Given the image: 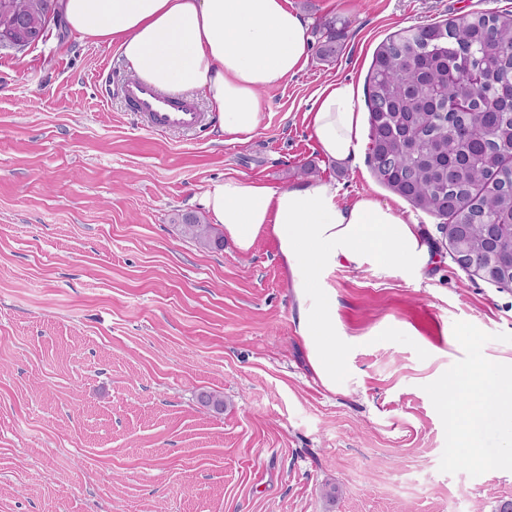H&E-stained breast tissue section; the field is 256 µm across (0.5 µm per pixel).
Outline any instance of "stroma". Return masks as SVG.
<instances>
[{
	"instance_id": "1",
	"label": "stroma",
	"mask_w": 512,
	"mask_h": 512,
	"mask_svg": "<svg viewBox=\"0 0 512 512\" xmlns=\"http://www.w3.org/2000/svg\"><path fill=\"white\" fill-rule=\"evenodd\" d=\"M348 38L261 92L244 143L213 124L153 132L118 94L116 48L66 26L0 49V512H495L512 469L448 459L438 383L465 360L512 363V290L448 249L427 275L327 272L343 370L308 359L276 239L252 251L182 235L213 182L336 183L439 218L379 183L360 155L321 152L306 114L351 82L366 109L377 47L408 27L512 0H288ZM224 399L223 410L202 394Z\"/></svg>"
}]
</instances>
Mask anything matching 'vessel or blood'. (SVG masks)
<instances>
[{"label":"vessel or blood","instance_id":"b4317fda","mask_svg":"<svg viewBox=\"0 0 512 512\" xmlns=\"http://www.w3.org/2000/svg\"><path fill=\"white\" fill-rule=\"evenodd\" d=\"M121 95L131 111L150 129L186 132L204 124L202 112L192 102L176 95L159 94L140 80L123 81Z\"/></svg>","mask_w":512,"mask_h":512}]
</instances>
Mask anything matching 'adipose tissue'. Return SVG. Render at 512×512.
<instances>
[{
    "mask_svg": "<svg viewBox=\"0 0 512 512\" xmlns=\"http://www.w3.org/2000/svg\"><path fill=\"white\" fill-rule=\"evenodd\" d=\"M68 27L96 45L116 46L138 80L155 89L201 94L229 140L250 139L260 120L256 95L282 86L308 60V23L287 0H60ZM324 156L355 164L369 118L349 83L330 84L308 114ZM199 205L225 238L249 253L272 235L289 269L301 336L322 382L335 387L343 367L336 303L321 283L330 269L367 264L423 272L437 262L414 216L365 195L342 202L334 183L306 180L272 187L244 176L211 184ZM459 395L448 412L450 460L487 465L476 449L480 426L501 433L498 461L512 466V364L469 362L448 375L438 395Z\"/></svg>",
    "mask_w": 512,
    "mask_h": 512,
    "instance_id": "1",
    "label": "adipose tissue"
}]
</instances>
